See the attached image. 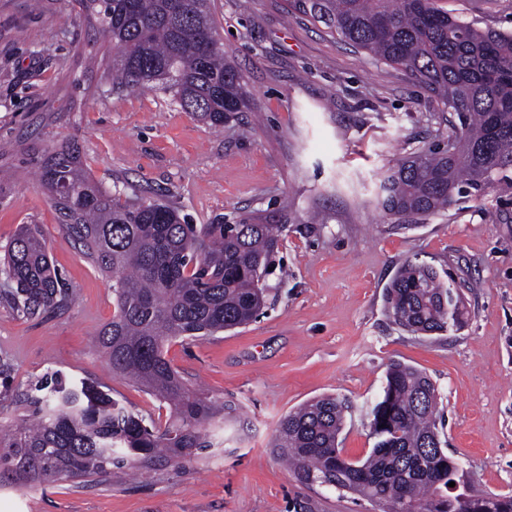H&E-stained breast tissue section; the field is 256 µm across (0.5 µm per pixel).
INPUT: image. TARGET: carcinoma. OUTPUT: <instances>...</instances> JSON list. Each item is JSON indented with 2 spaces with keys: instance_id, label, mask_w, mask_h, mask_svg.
Returning <instances> with one entry per match:
<instances>
[{
  "instance_id": "cac0c4a2",
  "label": "carcinoma",
  "mask_w": 512,
  "mask_h": 512,
  "mask_svg": "<svg viewBox=\"0 0 512 512\" xmlns=\"http://www.w3.org/2000/svg\"><path fill=\"white\" fill-rule=\"evenodd\" d=\"M441 0H303L338 36L410 71L452 112L448 137L414 148L390 169L383 210L398 220L435 214L462 194L480 192L512 169V30L480 29ZM112 41V86L160 91L183 110L220 127L248 104V90L210 16L207 0H81ZM68 236L100 270L112 274V321L99 344L112 372L172 404L164 428L112 399L93 380L45 382L49 396L32 423L0 453V465L56 481L117 469L136 472L156 460L183 466L214 447L209 427L236 412L184 386L165 358L179 338L204 339L245 325L266 307L264 284L283 235L279 224H191L158 201H121L98 185L73 143L40 168ZM5 296L32 317L67 300L40 228H20L4 249ZM403 330L433 335L466 322L460 294L430 266L406 261L385 295ZM430 378L390 364L368 412L375 444L368 456L341 455L344 407L333 396L312 400L280 419L273 448L294 477L332 482L378 512H512V494L477 496L448 456ZM455 486H449V483Z\"/></svg>"
}]
</instances>
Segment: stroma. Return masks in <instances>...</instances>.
Instances as JSON below:
<instances>
[{"mask_svg":"<svg viewBox=\"0 0 512 512\" xmlns=\"http://www.w3.org/2000/svg\"><path fill=\"white\" fill-rule=\"evenodd\" d=\"M481 29H512V0H443ZM224 50L249 102L219 128L161 92L112 86V43L78 0H0V247L39 225L70 298L27 318L0 293V440L35 411L54 374L87 377L162 426L175 415L114 375L97 344L113 313L112 280L65 232L38 172L78 143L107 191L162 199L191 223L284 227L270 305L255 321L165 356L182 382L237 406L224 447L186 468L159 462L136 481L22 483L0 472V512H376L358 496L295 479L272 447L280 419L313 398L347 407L342 448L365 457L368 408L401 361L435 384L448 454L476 493L512 492V169L447 211L395 223L386 171L444 139L430 90L305 12L299 0H211ZM413 260L458 288L464 328L415 336L385 310L397 269Z\"/></svg>","mask_w":512,"mask_h":512,"instance_id":"stroma-1","label":"stroma"}]
</instances>
